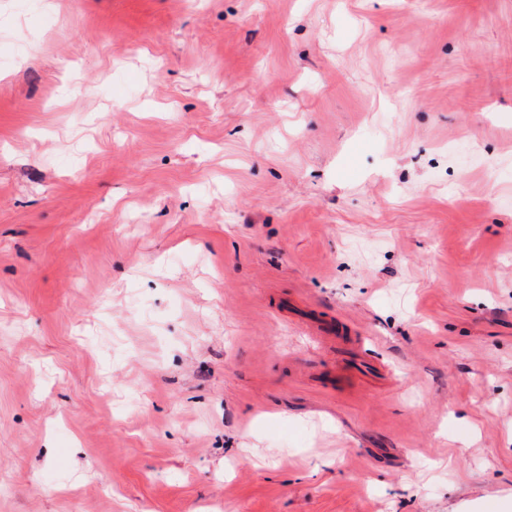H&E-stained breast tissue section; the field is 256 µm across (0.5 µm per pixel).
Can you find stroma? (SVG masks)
<instances>
[{"label":"stroma","mask_w":512,"mask_h":512,"mask_svg":"<svg viewBox=\"0 0 512 512\" xmlns=\"http://www.w3.org/2000/svg\"><path fill=\"white\" fill-rule=\"evenodd\" d=\"M512 512V0H0V512Z\"/></svg>","instance_id":"obj_1"}]
</instances>
